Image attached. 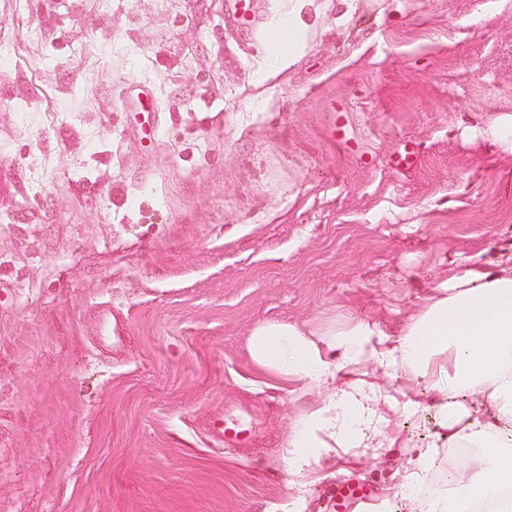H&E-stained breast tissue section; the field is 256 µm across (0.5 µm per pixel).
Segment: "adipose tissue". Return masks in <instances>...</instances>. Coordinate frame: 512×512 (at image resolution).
<instances>
[{"label": "adipose tissue", "mask_w": 512, "mask_h": 512, "mask_svg": "<svg viewBox=\"0 0 512 512\" xmlns=\"http://www.w3.org/2000/svg\"><path fill=\"white\" fill-rule=\"evenodd\" d=\"M246 348L258 372L321 394L288 438L292 474L339 448L393 447L386 410L431 411L439 430L402 477L408 512H512V263L459 268L394 336L353 316L323 330L271 320ZM448 461L451 491L427 494Z\"/></svg>", "instance_id": "1"}]
</instances>
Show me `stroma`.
I'll return each mask as SVG.
<instances>
[{
    "instance_id": "stroma-1",
    "label": "stroma",
    "mask_w": 512,
    "mask_h": 512,
    "mask_svg": "<svg viewBox=\"0 0 512 512\" xmlns=\"http://www.w3.org/2000/svg\"><path fill=\"white\" fill-rule=\"evenodd\" d=\"M506 114L512 0H254L249 27L234 0H0V512H355L347 486L407 512L437 417L289 474L315 396L246 339L348 313L394 332L463 261L512 255Z\"/></svg>"
}]
</instances>
